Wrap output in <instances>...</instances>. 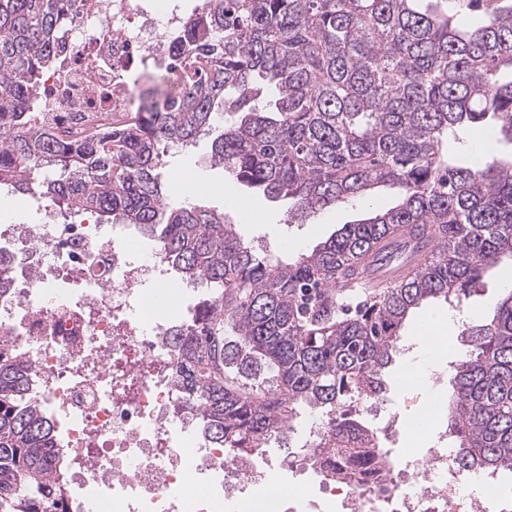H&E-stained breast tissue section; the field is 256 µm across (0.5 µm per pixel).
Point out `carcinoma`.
Here are the masks:
<instances>
[{
  "label": "carcinoma",
  "mask_w": 512,
  "mask_h": 512,
  "mask_svg": "<svg viewBox=\"0 0 512 512\" xmlns=\"http://www.w3.org/2000/svg\"><path fill=\"white\" fill-rule=\"evenodd\" d=\"M78 2L0 0V188L131 225L207 286L170 324L180 408L206 438L263 450L307 409L331 420L315 454L378 444L362 407L384 398L410 317L512 261V0H205L176 37L180 92L150 74L133 111L70 137L33 93ZM474 125L494 135L470 162ZM201 137L237 182L288 201L286 224L380 186L398 202L273 262L224 213L171 200L162 158ZM462 335L448 436L467 470L511 473L512 289ZM31 387L0 331V512H58L69 493Z\"/></svg>",
  "instance_id": "carcinoma-1"
}]
</instances>
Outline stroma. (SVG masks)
I'll use <instances>...</instances> for the list:
<instances>
[{"label":"stroma","instance_id":"stroma-1","mask_svg":"<svg viewBox=\"0 0 512 512\" xmlns=\"http://www.w3.org/2000/svg\"><path fill=\"white\" fill-rule=\"evenodd\" d=\"M210 147V139L203 138L190 150H171L165 158L167 171L185 174L193 186L191 201L224 212L229 222L238 225L244 238L273 260L313 249L342 225L362 219L369 208H386L395 201L394 195L383 189L369 204L340 206L319 214L312 223L287 225L283 222L287 202L270 201L263 194L237 183L222 168L213 166ZM507 288H512L510 264L500 266L485 279L480 290L470 297L468 313L490 320L494 304ZM425 315L422 309L414 314L405 330L403 348L397 352L385 377L387 407L397 412L404 423L414 419L424 402L418 389L401 384L400 376L412 366L423 374L430 368L421 361L423 348L418 339V327Z\"/></svg>","mask_w":512,"mask_h":512}]
</instances>
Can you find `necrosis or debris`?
Wrapping results in <instances>:
<instances>
[{"instance_id":"1","label":"necrosis or debris","mask_w":512,"mask_h":512,"mask_svg":"<svg viewBox=\"0 0 512 512\" xmlns=\"http://www.w3.org/2000/svg\"><path fill=\"white\" fill-rule=\"evenodd\" d=\"M183 21L161 0H82L61 30L60 64L37 89L46 125L77 135L131 111L135 74L168 71ZM38 211L41 223L0 225L17 288L0 297V327L11 326L30 357L38 402L56 427L72 486L63 512H236L253 501L261 512H512L498 475H484L481 495L465 494L469 474L448 442L438 372L423 379L421 427L404 448L363 450L357 485L334 477L345 457L313 455L329 424L312 414L302 447L283 452L302 489L254 500L272 464L209 447L177 411L169 324L155 312L158 285L174 281L161 252L134 260L141 235L132 227Z\"/></svg>"}]
</instances>
